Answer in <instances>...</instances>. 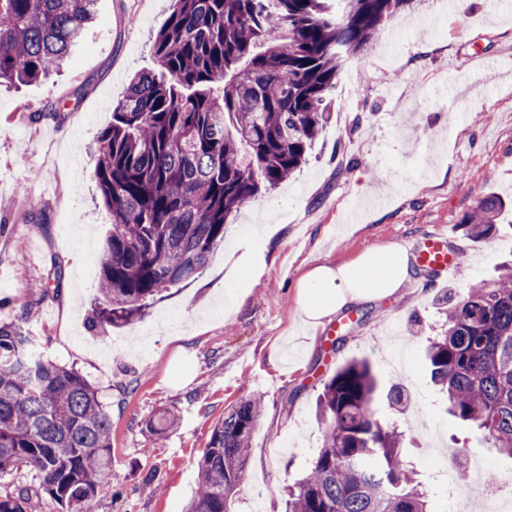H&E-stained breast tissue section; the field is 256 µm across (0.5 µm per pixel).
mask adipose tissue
Instances as JSON below:
<instances>
[{"instance_id":"ef3b65f1","label":"adipose tissue","mask_w":512,"mask_h":512,"mask_svg":"<svg viewBox=\"0 0 512 512\" xmlns=\"http://www.w3.org/2000/svg\"><path fill=\"white\" fill-rule=\"evenodd\" d=\"M412 274L410 256L399 245L369 249L338 265L320 263L298 282L297 310L308 327L317 328L354 305L395 295Z\"/></svg>"}]
</instances>
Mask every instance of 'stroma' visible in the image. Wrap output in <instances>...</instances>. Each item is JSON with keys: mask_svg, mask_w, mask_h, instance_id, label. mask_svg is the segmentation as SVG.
Instances as JSON below:
<instances>
[{"mask_svg": "<svg viewBox=\"0 0 512 512\" xmlns=\"http://www.w3.org/2000/svg\"><path fill=\"white\" fill-rule=\"evenodd\" d=\"M447 1L410 0L387 21L349 63L354 89L340 84L329 96V120L301 171L229 218L194 282L116 327L90 325L111 229L94 179L98 135L129 75L155 69L170 0H97L60 73L0 84V321L33 305L24 328L36 351L80 372L112 416L113 476L91 512H184L212 430L253 396L264 411L234 509L284 512L282 487L322 441L317 397L353 360L421 406L400 425L431 512H448L452 498L425 463L424 427L454 450L456 468L467 469L472 452L498 476L512 474L511 459L448 413L424 357L449 299L512 257V0H455L452 11ZM373 195L384 205H370ZM488 196L504 203L497 230L468 238L459 222ZM347 209L357 223L339 224ZM441 227L464 252L447 281L354 306L328 336L298 325L297 285L311 266ZM241 260L261 275L241 284L245 302L228 313L220 297Z\"/></svg>", "mask_w": 512, "mask_h": 512, "instance_id": "35a3bbf8", "label": "stroma"}]
</instances>
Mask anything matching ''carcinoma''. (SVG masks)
Instances as JSON below:
<instances>
[{
    "label": "carcinoma",
    "instance_id": "obj_1",
    "mask_svg": "<svg viewBox=\"0 0 512 512\" xmlns=\"http://www.w3.org/2000/svg\"><path fill=\"white\" fill-rule=\"evenodd\" d=\"M410 0H172L153 42L157 70L132 77L99 136L97 190L112 231L100 261L96 323L129 322L171 286L194 280L224 243V224L306 162L324 103L344 66L368 51ZM95 0H0V83L31 84L69 54ZM500 203L483 198L461 226L488 237ZM0 322V474L26 463L38 488L0 495L29 512L43 492L58 512H87L112 476V417L76 370L33 352ZM426 358L449 412L512 459V261L448 307ZM365 361L324 383V432L285 512H428L404 434L375 409ZM263 401L246 399L215 425L185 512H232Z\"/></svg>",
    "mask_w": 512,
    "mask_h": 512
}]
</instances>
